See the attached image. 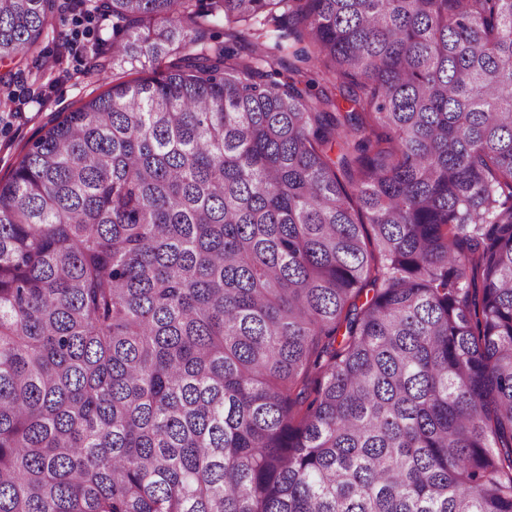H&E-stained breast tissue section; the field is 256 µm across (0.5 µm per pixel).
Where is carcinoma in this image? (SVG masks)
Masks as SVG:
<instances>
[{
    "mask_svg": "<svg viewBox=\"0 0 512 512\" xmlns=\"http://www.w3.org/2000/svg\"><path fill=\"white\" fill-rule=\"evenodd\" d=\"M72 9L140 77L0 182V512H512V0Z\"/></svg>",
    "mask_w": 512,
    "mask_h": 512,
    "instance_id": "obj_1",
    "label": "carcinoma"
}]
</instances>
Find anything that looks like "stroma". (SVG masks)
<instances>
[{
  "label": "stroma",
  "mask_w": 512,
  "mask_h": 512,
  "mask_svg": "<svg viewBox=\"0 0 512 512\" xmlns=\"http://www.w3.org/2000/svg\"><path fill=\"white\" fill-rule=\"evenodd\" d=\"M27 61L0 64V94L19 102L16 113L0 111V180H8L30 144L39 138L59 113L107 91L112 69L105 51L112 43L111 21H93L79 33L68 0Z\"/></svg>",
  "instance_id": "35a3bbf8"
}]
</instances>
